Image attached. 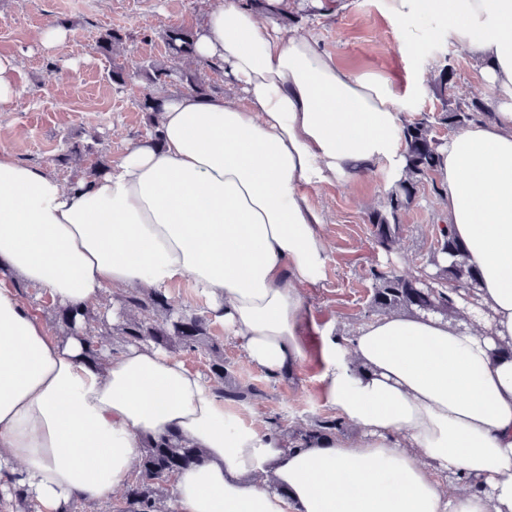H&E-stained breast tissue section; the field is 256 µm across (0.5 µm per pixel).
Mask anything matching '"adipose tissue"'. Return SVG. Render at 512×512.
<instances>
[{"label":"adipose tissue","mask_w":512,"mask_h":512,"mask_svg":"<svg viewBox=\"0 0 512 512\" xmlns=\"http://www.w3.org/2000/svg\"><path fill=\"white\" fill-rule=\"evenodd\" d=\"M380 4L406 47L436 27L482 65L493 116L453 132L438 170L480 272L476 326L399 312L327 333L326 402L359 435L291 448L153 343L94 364L20 297L22 282L92 309L187 277L250 364L304 359L303 290L327 260L307 189L364 169L393 187L419 91L287 29L298 0H203L194 50L224 90L169 94L159 141L74 185L0 149V492L63 512L126 486L144 440L176 433L206 461L175 474L170 512H512V0Z\"/></svg>","instance_id":"adipose-tissue-1"}]
</instances>
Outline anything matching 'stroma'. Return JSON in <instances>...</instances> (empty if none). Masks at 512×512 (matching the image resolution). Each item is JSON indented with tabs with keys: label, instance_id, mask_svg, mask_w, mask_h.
Wrapping results in <instances>:
<instances>
[{
	"label": "stroma",
	"instance_id": "1",
	"mask_svg": "<svg viewBox=\"0 0 512 512\" xmlns=\"http://www.w3.org/2000/svg\"><path fill=\"white\" fill-rule=\"evenodd\" d=\"M197 21V0H0V57L16 60L19 92L10 111L0 112V148L22 162L48 166L67 182L72 168L56 161L67 144L89 145L94 153L114 159L129 143L150 137L152 124L138 107L143 81L119 88L108 71L115 63L135 69L162 60L163 30L192 27ZM51 22L70 32L66 48L56 53L45 51L37 40L39 30ZM301 27L341 66L388 75L399 92L451 65L455 77L447 102L426 91L416 101L415 117H433L442 105L453 108L482 95L473 57L443 35L417 51L405 50L378 0H355L353 7L329 18L304 16ZM109 28L128 35L110 59L97 50L100 34ZM308 193L324 216L328 259L321 282L307 291L313 320L301 328L304 360L273 376L251 365L222 325H211L209 331L224 350L229 381L259 392L253 399L225 402V410L260 431L274 421L288 430L333 416L321 382L324 331L342 335L369 319L372 270H416L434 247L437 225L446 221L434 175L421 180L417 203L403 215L398 241L389 252L376 246L370 222L386 195L381 173L316 184Z\"/></svg>",
	"mask_w": 512,
	"mask_h": 512
}]
</instances>
